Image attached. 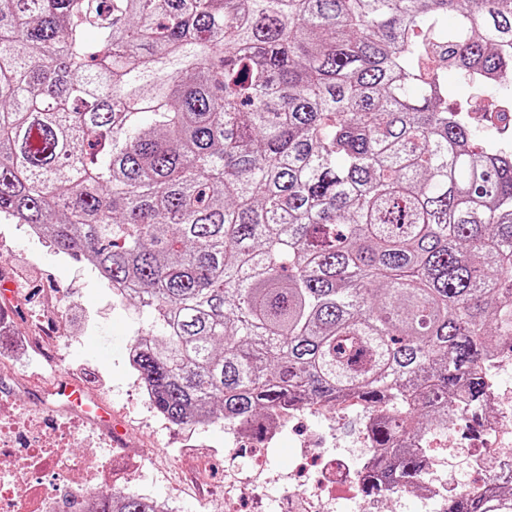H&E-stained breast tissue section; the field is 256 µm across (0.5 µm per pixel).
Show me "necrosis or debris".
<instances>
[{
    "instance_id": "necrosis-or-debris-1",
    "label": "necrosis or debris",
    "mask_w": 512,
    "mask_h": 512,
    "mask_svg": "<svg viewBox=\"0 0 512 512\" xmlns=\"http://www.w3.org/2000/svg\"><path fill=\"white\" fill-rule=\"evenodd\" d=\"M488 401L491 411L484 416L485 441L474 445L460 424L426 436L423 446L430 466L414 488L422 502H441L461 493L460 483L448 476V452L461 450L468 465L481 469L493 462V482L512 480V387L493 384ZM320 404H304L299 410H278L263 429V440L248 451L245 465L235 466L238 484L227 496V512H238L239 499L258 491L256 479L266 472L267 443L294 418L296 412L319 414ZM64 404L21 418L11 409L0 410V512H87L101 486L112 485L116 465L113 458L91 453L74 456L72 448L81 435L82 421L66 417ZM373 454L367 431H360L350 452L313 458L303 451L297 468L313 465L316 477L289 489L281 499L282 512H332L331 507L352 503L353 512H376L375 499L361 496L360 468Z\"/></svg>"
}]
</instances>
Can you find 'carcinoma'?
Here are the masks:
<instances>
[{"label": "carcinoma", "instance_id": "obj_1", "mask_svg": "<svg viewBox=\"0 0 512 512\" xmlns=\"http://www.w3.org/2000/svg\"><path fill=\"white\" fill-rule=\"evenodd\" d=\"M450 72L512 93V0H0V217L151 316L169 424L353 394L364 490L410 488L512 353V146ZM448 84L453 85L455 90V99L465 102L469 101L470 99L474 98L472 100L473 103H476L477 108L482 110V112H471L470 116L472 117V120L475 124L482 123L485 124L484 119L485 114L483 111L487 110L488 103L490 102V98L486 96H478V98H475L477 96V90L470 84L464 82L460 78L448 74Z\"/></svg>", "mask_w": 512, "mask_h": 512}]
</instances>
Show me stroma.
<instances>
[{
    "instance_id": "stroma-1",
    "label": "stroma",
    "mask_w": 512,
    "mask_h": 512,
    "mask_svg": "<svg viewBox=\"0 0 512 512\" xmlns=\"http://www.w3.org/2000/svg\"><path fill=\"white\" fill-rule=\"evenodd\" d=\"M29 264L27 280L16 271ZM0 309L8 316L0 333V359L14 357L15 370L0 378V404L37 410L49 398L54 381L80 383L85 392L109 404L125 431L124 447H113L94 424L84 433L102 439V455L140 460L135 490L155 498L181 500L186 512L205 503L208 512H224V424L178 428L165 423L138 394L137 377L127 362L128 343L151 331L146 314L113 296L110 286L83 261L64 255L45 241L31 239L26 225L0 220ZM19 336L31 337L25 350ZM357 418L338 420L335 412L289 425L269 459L272 482L241 505L242 512H274L285 484L296 483L295 458L302 440L316 454L334 455L357 430ZM210 467L198 475L195 461Z\"/></svg>"
}]
</instances>
